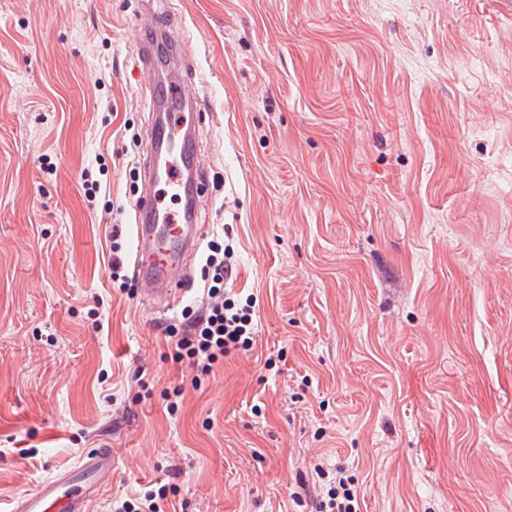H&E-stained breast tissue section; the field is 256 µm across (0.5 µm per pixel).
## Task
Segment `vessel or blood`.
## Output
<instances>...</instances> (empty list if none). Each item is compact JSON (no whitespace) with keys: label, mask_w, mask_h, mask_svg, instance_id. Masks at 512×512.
Segmentation results:
<instances>
[{"label":"vessel or blood","mask_w":512,"mask_h":512,"mask_svg":"<svg viewBox=\"0 0 512 512\" xmlns=\"http://www.w3.org/2000/svg\"><path fill=\"white\" fill-rule=\"evenodd\" d=\"M135 27L142 38L138 55L144 74H154L161 64L156 44L144 40L149 29L172 35L174 17L143 9ZM157 111L182 113L181 121L169 118L153 128L149 135L143 161V191L135 205L134 268L139 280L154 285L156 293L173 294V255H162V248L172 240L182 242L185 251L195 249L196 240L189 225L178 224L174 214L163 206L165 197L182 199L186 210H194L198 192V165L189 149V139L198 111L207 107V100L191 82H166L154 99ZM112 466V451L104 448L67 473L41 483L23 494L14 512H89V503L102 475Z\"/></svg>","instance_id":"obj_1"}]
</instances>
